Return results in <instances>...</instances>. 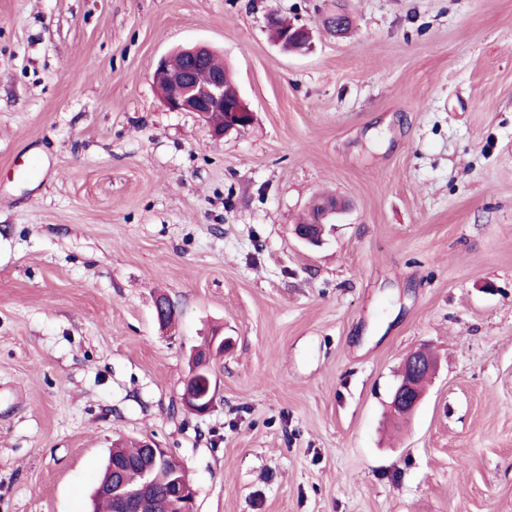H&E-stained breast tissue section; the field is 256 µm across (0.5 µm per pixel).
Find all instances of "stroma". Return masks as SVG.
<instances>
[{"label":"stroma","mask_w":512,"mask_h":512,"mask_svg":"<svg viewBox=\"0 0 512 512\" xmlns=\"http://www.w3.org/2000/svg\"><path fill=\"white\" fill-rule=\"evenodd\" d=\"M197 43L245 130L160 100ZM319 195L349 209L310 248ZM420 348L440 369L393 423ZM146 438L197 512H512V0H0V512H87ZM277 13V12H276ZM278 14V13H277ZM290 22L283 19L279 14L276 20L268 25L269 30L271 31L273 37L277 42L282 40H287L288 42H281V45L287 50H294L296 46L295 39H288L289 36H297L298 40H300L296 51L302 53L309 50L311 46V31L306 25H298L292 23L289 27ZM288 29V30H287ZM287 30L285 33L284 31ZM284 34V36H283ZM208 350L203 352L196 359V365L190 373L184 385V392L182 394V403L190 411L196 415L203 416L208 414L213 408V394L211 388V379L207 377V381L199 384L198 381L192 379L196 378L202 369L210 366V361L224 354L229 341L224 337L211 336Z\"/></svg>","instance_id":"stroma-1"}]
</instances>
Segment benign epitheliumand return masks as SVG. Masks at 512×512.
<instances>
[{
  "instance_id": "obj_1",
  "label": "benign epithelium",
  "mask_w": 512,
  "mask_h": 512,
  "mask_svg": "<svg viewBox=\"0 0 512 512\" xmlns=\"http://www.w3.org/2000/svg\"><path fill=\"white\" fill-rule=\"evenodd\" d=\"M298 37L296 51L302 53L311 46V31L305 25L291 24L284 33L283 39ZM213 51L205 45H196L181 49L158 61L152 79L165 106L173 112H193L207 123L215 136H222L231 130H244L253 120V113L236 96L230 100L224 95V70L208 68ZM208 69L207 79L203 82L197 78V71ZM215 114L223 115V123L218 125L212 121ZM344 206L338 201H327L322 204L321 211L314 221L319 228L318 233L297 226L293 229L295 237L303 242L317 244L321 241L324 226L332 223ZM229 341L219 337H211L208 350L196 359V365L186 380L182 403L193 413L203 416L213 408L211 381L202 384L196 381L201 370L210 366V361L224 354ZM436 369L434 359L424 355H414L405 360L398 374V382L390 402V411L394 415L412 412L422 399V385L428 382ZM144 455L138 462L145 476L144 483L136 490H128L118 482V477L101 484L97 492L117 502V512H143L146 501L154 487L155 475L161 469L164 459L168 456L166 449L153 440L142 441ZM171 498L178 512H194L196 491L194 488L178 486L173 489Z\"/></svg>"
}]
</instances>
